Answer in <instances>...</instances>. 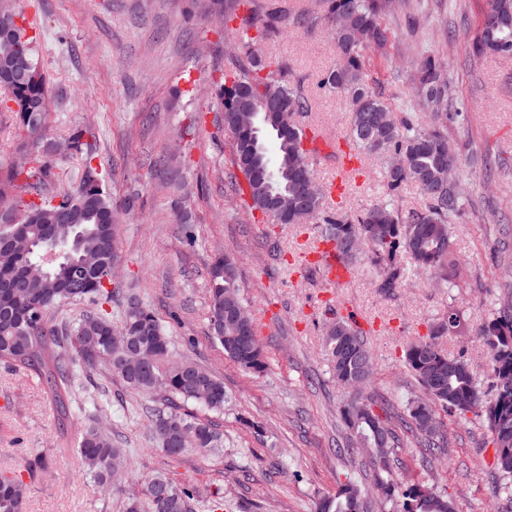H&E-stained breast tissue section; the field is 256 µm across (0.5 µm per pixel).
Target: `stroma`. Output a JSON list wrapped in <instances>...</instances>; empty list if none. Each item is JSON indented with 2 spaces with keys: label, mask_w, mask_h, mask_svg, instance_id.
<instances>
[{
  "label": "stroma",
  "mask_w": 512,
  "mask_h": 512,
  "mask_svg": "<svg viewBox=\"0 0 512 512\" xmlns=\"http://www.w3.org/2000/svg\"><path fill=\"white\" fill-rule=\"evenodd\" d=\"M38 34L35 53L48 81L50 107L42 137L0 109V168L22 149L89 128L94 167L102 176L120 224V265L105 309L120 322L128 300L151 308L166 326L174 358H188L223 380V411L191 402L180 412L216 425L222 444L207 454L168 459L145 413L152 401L99 370L75 374L72 416L61 424L47 387L35 376L0 365V476L25 471L26 512H124L125 491L162 472L198 490L195 512H314L323 495L353 474L372 485L369 458L338 453L347 431L338 408L347 391L332 379L323 333L337 313L353 314L368 329L375 372L366 392L403 411L417 383L403 363L407 341L426 335L433 321L457 304L467 325L441 347L465 355L481 388H489L479 328L493 317L503 293L497 260L502 227L512 225V55L471 51L489 0H395L383 17L384 48L367 49L370 87L393 107L413 104L404 77L410 62L437 56L448 77V101L465 114L449 131L452 143L474 158L461 183L469 215L455 226L465 268L457 288L410 275L385 295L369 261L349 280L308 273L306 258L320 247L313 216L301 224L254 221L232 195L231 136L213 95L227 59L246 34L225 29L213 0H13ZM282 16L264 55L284 66L310 102L295 120L308 134L343 141L350 105L320 84L336 62V41L319 0H255L254 25ZM386 159H365L344 194L325 204L359 213L384 192ZM494 212L492 221L479 212ZM239 264V294L257 321L267 370L243 372L209 336L208 272L218 255ZM107 421L128 453L121 491L104 496L80 475L79 436L87 424ZM448 454L433 468L404 448L395 477L438 479L459 512H512L499 494L488 431L472 418L447 421Z\"/></svg>",
  "instance_id": "35a3bbf8"
}]
</instances>
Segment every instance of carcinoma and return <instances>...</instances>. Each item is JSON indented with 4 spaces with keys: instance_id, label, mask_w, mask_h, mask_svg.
I'll list each match as a JSON object with an SVG mask.
<instances>
[{
    "instance_id": "1",
    "label": "carcinoma",
    "mask_w": 512,
    "mask_h": 512,
    "mask_svg": "<svg viewBox=\"0 0 512 512\" xmlns=\"http://www.w3.org/2000/svg\"><path fill=\"white\" fill-rule=\"evenodd\" d=\"M321 2L338 49L336 63L321 85L350 101L348 146L359 156L397 153L405 164L400 169L386 168L387 199L361 214L336 209L319 225L320 239L332 245L336 258L346 265L366 255L377 268L376 286L385 295L401 287L414 269L430 273L453 288L459 267L454 221L466 215L460 182L470 160L460 150L452 154L445 150L448 128L461 112L438 111L447 91L441 63L429 54L412 64L416 94L431 108L427 118L412 112L399 121H383L391 106L365 84L363 50L386 42L380 18L391 0ZM272 32L268 24L258 27L256 36L239 46L230 66L224 69L217 111L223 113L224 129L233 139V167L244 176V182L234 181L240 202L250 212H260L264 221L271 219L266 209L272 206L288 214V223L299 224L303 216L295 184L306 174L314 175L309 155L315 150L306 147L307 135L294 116L308 111L310 104L287 82L282 66L255 52L254 47ZM472 52L477 56L512 54V0H491L472 42ZM0 91L15 104V119L21 126L32 132L43 130L46 77L22 16L14 9L0 11ZM85 133L87 130L80 128L68 137L69 146L83 155L85 167L81 184L70 193L59 196L49 192L52 168L38 156L0 173V236L12 232L31 246V252L20 257L0 244V279L8 278L16 287L14 291L0 288V363L28 371L43 381L64 422L70 416L68 381L76 372L100 367L140 395L162 393L221 411L227 400L224 382L205 369L198 380H188L178 366H192L194 362L171 358V338L150 308L144 306L134 316L135 302L131 301L121 317L122 328H131L155 353L153 361L141 369L130 368L124 350L112 344V320L102 312L82 315L72 336H60L50 325L52 313L66 303L112 300V292L105 288L67 284L74 263L82 256L110 261L116 231L112 202L100 173L92 166V148L83 142ZM269 139L276 144L274 162L266 146ZM408 182L428 198V208L405 214L395 206L394 198ZM58 249L65 250V255L50 261L43 274L30 271L40 256ZM223 265L224 257L219 256L209 272L213 339L240 369L261 374L267 363L251 313L245 312L248 335L228 322L218 331L224 307L244 306L238 294V275L224 276ZM464 325L463 312L450 304L448 314L430 326L429 338L407 343L403 362L421 395L409 398L404 412L390 415L363 397L351 398L339 409L340 420L349 432L347 446L340 452L350 456L358 448L374 450L370 465L382 508L392 503L398 505L399 512H457L453 498L438 484L400 482L392 477L397 449L404 439L420 448L426 467L447 454L443 413L449 417L470 413L486 423L499 492L512 500V295L500 299L497 315L478 332L492 372L489 396L482 391L467 359L451 357L438 345L439 339L459 332ZM324 344L337 386H353L362 366L374 375L366 332L353 315L336 314V321L324 329ZM149 417L160 450L170 458L189 451L204 454L221 442L212 423L185 413L156 407L150 409ZM179 426L193 427L196 439L170 448L167 440ZM77 453L83 463L82 473L94 485L120 487L126 457L124 449L114 444L112 431L97 424L88 426L78 441ZM27 493L22 475L1 476L0 512H26ZM194 501L193 489L178 487L157 472L144 478L143 497L127 500L125 512H193ZM316 512H372V508L362 483L347 476L334 492L319 499Z\"/></svg>"
}]
</instances>
